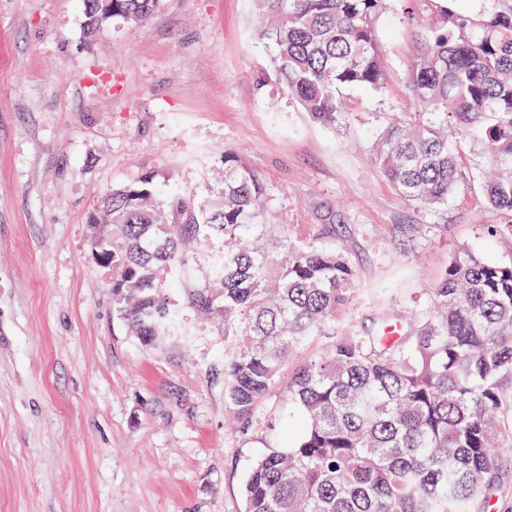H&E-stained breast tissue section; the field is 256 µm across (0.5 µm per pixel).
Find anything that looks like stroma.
<instances>
[{"instance_id": "obj_1", "label": "stroma", "mask_w": 512, "mask_h": 512, "mask_svg": "<svg viewBox=\"0 0 512 512\" xmlns=\"http://www.w3.org/2000/svg\"><path fill=\"white\" fill-rule=\"evenodd\" d=\"M256 0H159L141 25L86 32L81 0H0V512H242V487L285 443L225 417L224 338L184 309L187 341L140 344L112 309L88 216L151 172L212 206L233 154L264 180L275 224H311L357 272L336 333L410 310L462 248L512 262L488 236L487 162L448 206L408 204L371 143L407 111L418 19L394 0L380 24L390 80L348 93L346 121L315 122L276 79Z\"/></svg>"}]
</instances>
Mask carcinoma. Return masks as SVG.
<instances>
[{"mask_svg":"<svg viewBox=\"0 0 512 512\" xmlns=\"http://www.w3.org/2000/svg\"><path fill=\"white\" fill-rule=\"evenodd\" d=\"M82 2L92 34L107 7L138 25L159 0ZM257 2L281 84L319 123L345 115L344 91L384 88L390 0ZM414 2L428 7L408 66L415 111L388 118L375 162L400 197L446 207L468 172L457 144L473 138L493 167L487 209L512 215V4L477 20L450 0ZM266 205L261 177L226 154L209 209L184 194L163 199L146 173L113 188L88 221L112 227L113 312L143 344L184 340L185 306L224 325V400L244 432L265 427L263 402L288 360L357 283L343 251L271 232ZM191 240L207 281L183 306L169 284L183 277ZM510 388L512 263L458 250L424 307L394 324L372 317L295 366L284 394L291 440L253 464L243 512H487L512 455L501 438Z\"/></svg>","mask_w":512,"mask_h":512,"instance_id":"carcinoma-1","label":"carcinoma"}]
</instances>
